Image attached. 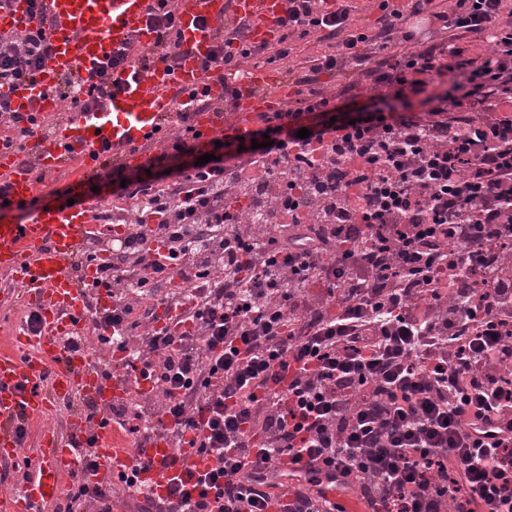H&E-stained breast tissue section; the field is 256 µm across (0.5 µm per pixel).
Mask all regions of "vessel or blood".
<instances>
[{
    "label": "vessel or blood",
    "instance_id": "vessel-or-blood-1",
    "mask_svg": "<svg viewBox=\"0 0 512 512\" xmlns=\"http://www.w3.org/2000/svg\"><path fill=\"white\" fill-rule=\"evenodd\" d=\"M155 0H40V10L51 36L52 51L37 79L8 88L13 111L44 118L57 111L59 83L72 77L94 82L97 70L113 53L125 49L129 63L117 68V87L105 111L75 113L49 144H33V166L21 164L18 154L0 146V211L19 213V220L0 224V276L23 291L24 300L39 315L37 329L20 326L0 344V467L27 457L21 484L0 475V512H48L61 495L64 481L78 468L86 451L100 459L89 472L92 484L114 485L120 473L133 466L127 444L116 423L89 418L84 404L107 411L128 399L125 380L104 378L81 336L92 330V308L110 306L106 289L90 292L94 267L75 274L72 266L99 231L95 220L98 195L81 178L70 190L74 204H40L41 189L32 167L65 166L71 152L82 153L87 166L109 161L126 165L138 159V146L169 147L167 135L176 116L172 92L208 91L224 95L222 80L204 73L201 64L224 31L231 16L252 21L249 43L274 42L284 0H179L177 31L187 54L179 68L164 64L144 69L137 58L155 41L148 24ZM27 0H11L0 10V31L27 25ZM295 89L281 72L254 68L247 72L233 114L193 113L195 143L205 149L218 141L248 136L257 117L287 110ZM70 406L63 428L42 432L33 451H26L20 425L45 419L50 410ZM146 467L133 491L112 498V512H129L130 496L158 499L181 483L193 487L194 478L215 467L213 457L186 452L176 456L168 441L152 437L144 454ZM329 501L339 512H370L362 499L330 488Z\"/></svg>",
    "mask_w": 512,
    "mask_h": 512
}]
</instances>
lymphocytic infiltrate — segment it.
Listing matches in <instances>:
<instances>
[{
	"label": "lymphocytic infiltrate",
	"instance_id": "lymphocytic-infiltrate-1",
	"mask_svg": "<svg viewBox=\"0 0 512 512\" xmlns=\"http://www.w3.org/2000/svg\"><path fill=\"white\" fill-rule=\"evenodd\" d=\"M277 41L252 46L244 27L218 40L204 72L235 76L241 59H289L312 36L340 49L289 72L296 98L260 115L266 148H214L173 183L127 179L97 214L123 228L93 285L112 305L94 323L119 351L118 327L181 309L177 331L150 330L143 350L103 364L131 389L153 381L162 404L112 405L107 419L143 445L166 435L218 465L199 493L169 489L136 512H331L323 484L372 512H512V10L455 0L444 29L493 38L488 54L432 44L373 60L359 45L411 41L405 10L381 0L379 30H351L349 0H285ZM178 0H159L143 65L177 68ZM51 52L43 25L0 32V87L35 79ZM117 51L95 84L63 92L70 112H101ZM362 68L382 107L331 113L321 75ZM59 117L23 118L0 94V145L25 153ZM308 137H299V129ZM138 213L127 221V207ZM52 512H112L110 489L84 475ZM296 481L273 504L266 488Z\"/></svg>",
	"mask_w": 512,
	"mask_h": 512
}]
</instances>
